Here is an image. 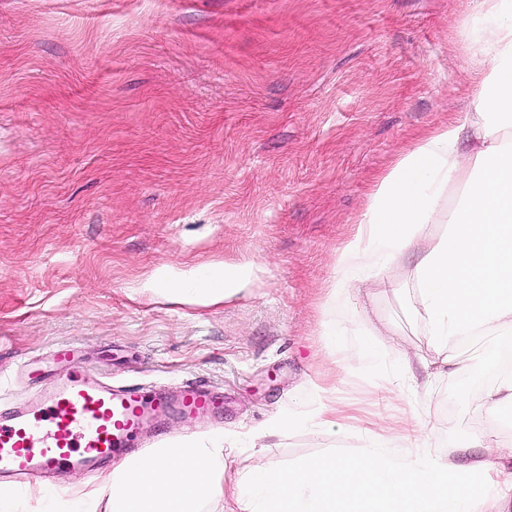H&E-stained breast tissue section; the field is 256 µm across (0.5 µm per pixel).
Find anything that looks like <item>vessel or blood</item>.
Here are the masks:
<instances>
[{
    "label": "vessel or blood",
    "mask_w": 512,
    "mask_h": 512,
    "mask_svg": "<svg viewBox=\"0 0 512 512\" xmlns=\"http://www.w3.org/2000/svg\"><path fill=\"white\" fill-rule=\"evenodd\" d=\"M224 399L186 385L176 398L112 382V372L75 370L52 390L0 407V477H43L62 468L94 469L137 447L145 426L219 413Z\"/></svg>",
    "instance_id": "b4317fda"
}]
</instances>
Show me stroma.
<instances>
[{"instance_id":"stroma-1","label":"stroma","mask_w":512,"mask_h":512,"mask_svg":"<svg viewBox=\"0 0 512 512\" xmlns=\"http://www.w3.org/2000/svg\"><path fill=\"white\" fill-rule=\"evenodd\" d=\"M466 0H0V401L65 377L57 350L113 381L223 393L224 417L146 431L166 439L222 428L244 436L332 386L336 428L266 438L280 469L360 452L405 425L453 448L470 433L512 448V420L480 410L499 332L451 341L459 376L400 371L432 354L410 276L383 272L363 317L326 306L336 256L378 176L420 136L471 104L457 45ZM247 265L218 305L186 304L150 281L167 269L199 286L210 264ZM330 320L335 338L322 336Z\"/></svg>"}]
</instances>
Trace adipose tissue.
<instances>
[{
    "instance_id": "adipose-tissue-1",
    "label": "adipose tissue",
    "mask_w": 512,
    "mask_h": 512,
    "mask_svg": "<svg viewBox=\"0 0 512 512\" xmlns=\"http://www.w3.org/2000/svg\"><path fill=\"white\" fill-rule=\"evenodd\" d=\"M464 52L478 79L469 110L401 153L377 177L359 230L336 257L328 303H348L367 277L405 253L429 323L434 353L422 365L431 378L465 371L450 339L485 329L512 332V0H469L462 23ZM448 230L433 234L432 225ZM217 284L179 279L170 293L191 304L235 294L247 272L216 270ZM223 432L202 441H173L145 456L132 454L97 484L67 497L42 490L41 512H489L512 504V472L486 432L456 451L400 455L377 436L358 455L324 456L281 471L259 462L229 477ZM500 474L497 488L485 475Z\"/></svg>"
}]
</instances>
